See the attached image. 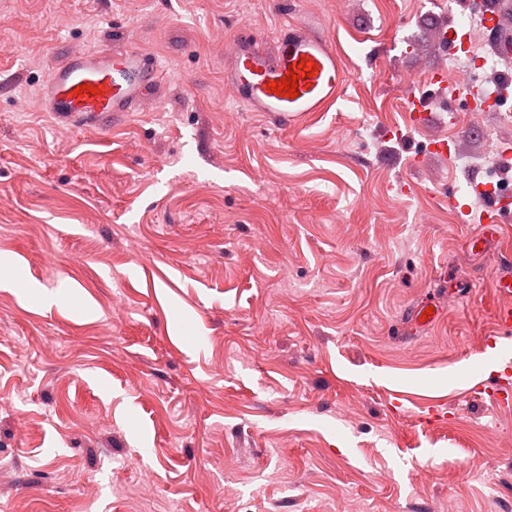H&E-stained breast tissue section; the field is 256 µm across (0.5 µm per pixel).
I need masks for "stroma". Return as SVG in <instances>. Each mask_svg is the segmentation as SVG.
I'll return each mask as SVG.
<instances>
[{
  "label": "stroma",
  "mask_w": 512,
  "mask_h": 512,
  "mask_svg": "<svg viewBox=\"0 0 512 512\" xmlns=\"http://www.w3.org/2000/svg\"><path fill=\"white\" fill-rule=\"evenodd\" d=\"M460 2L0 0V273L62 294L0 288V512H512V405L480 387L512 357L486 342L512 222L473 250L444 194L482 211L468 177L512 174V122L421 129L399 92L456 86ZM297 20L349 82L280 126L224 70ZM124 43L159 97L105 131L56 121L49 71ZM422 302L441 319L400 341Z\"/></svg>",
  "instance_id": "stroma-1"
}]
</instances>
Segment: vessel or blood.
Instances as JSON below:
<instances>
[{"label": "vessel or blood", "instance_id": "b4317fda", "mask_svg": "<svg viewBox=\"0 0 512 512\" xmlns=\"http://www.w3.org/2000/svg\"><path fill=\"white\" fill-rule=\"evenodd\" d=\"M479 24L490 36L491 52L498 59L512 60V0H483L477 11ZM315 64L317 72L309 78L298 96L284 97L270 88L282 81L299 62ZM159 70L150 58L132 47H116L112 51L81 52L56 64L44 85L43 95L48 112L54 118L77 128L104 130L136 111L147 98L157 96ZM224 80L235 91L238 102L250 111L263 112L275 122L285 123L297 117L327 111L344 91L347 79L336 49L325 32L303 22H295L266 42L246 35L233 45L231 66ZM431 84L449 89V101L469 102L472 112L486 109L487 100L479 94L470 79L448 88L442 71L430 73ZM88 86L85 94H77L78 85ZM468 183L474 194L482 197L485 208L473 217L468 204L449 193L448 203L457 208L464 224L480 222L483 235L471 238L472 246L483 243L484 234L493 233L496 225L512 221V203L495 194L478 175H470ZM484 393L490 401L512 402V376L500 375L487 381Z\"/></svg>", "mask_w": 512, "mask_h": 512}]
</instances>
